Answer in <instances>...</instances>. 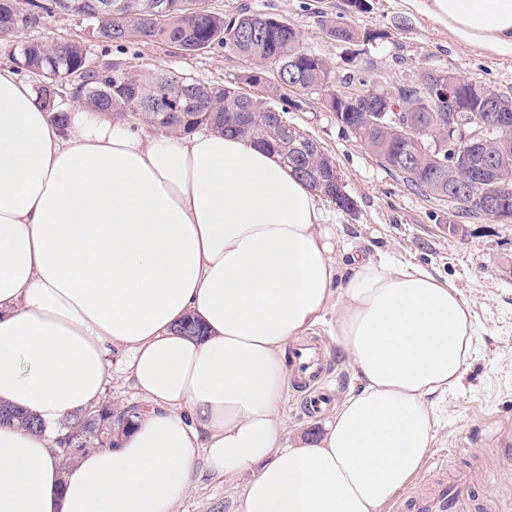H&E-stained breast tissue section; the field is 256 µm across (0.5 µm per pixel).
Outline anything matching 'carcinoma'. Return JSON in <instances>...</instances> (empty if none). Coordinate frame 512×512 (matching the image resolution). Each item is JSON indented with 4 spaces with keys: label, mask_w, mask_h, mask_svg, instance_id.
<instances>
[{
    "label": "carcinoma",
    "mask_w": 512,
    "mask_h": 512,
    "mask_svg": "<svg viewBox=\"0 0 512 512\" xmlns=\"http://www.w3.org/2000/svg\"><path fill=\"white\" fill-rule=\"evenodd\" d=\"M106 0H51L46 5L37 0H0V36L7 37L40 23V13L74 17L91 27L96 38L121 47L130 42L133 32L144 44H167L178 41L188 53L199 46L218 43L250 59L253 67L239 77V82L202 84L183 74L164 69H126L118 59L90 61L86 45L78 40L46 42L27 40L12 44L11 56L17 68L41 78L36 93L51 119L64 125L69 103L83 104L95 112L117 119L133 117L150 122L170 134H186L207 128L235 134L273 148L311 191L318 185L305 176L311 166L322 172V180L330 182V169L319 160L320 146L311 138H292L281 125L277 114L294 106L288 90L324 92L323 101L336 113V121L356 141L373 154L379 164L398 175L409 188L435 197L436 183L448 181V165L462 162V177L469 181L471 193L460 200L448 195L443 201L460 208L488 214L479 198L500 194L512 210V132L507 145L495 151L502 177L483 176L482 147L459 148L453 133L440 125L441 112L437 96L429 88L433 72L425 71L407 81L412 100L407 111L416 125L439 133L445 143L440 160L416 151L410 138L387 136L362 121V113L349 104L336 103L334 84L325 62L307 51L300 43L296 27L281 19L252 12L246 8L232 17H224L209 9L202 13L188 10L186 0H112L116 11L100 10ZM160 3L164 19H158L153 4ZM327 35L339 42L356 41L359 32L344 22L325 23ZM377 34L367 32L361 38L372 40ZM264 85L266 103L256 104L242 92L240 85ZM348 86H359L369 95H387L389 91L369 72L358 70L348 77ZM483 93L470 86L456 90L459 109L472 121H481L493 112L496 103L512 105V99L490 85H481ZM279 105H273V102ZM135 406L114 411L112 404L82 412L64 424V430L75 431L84 450L110 448L114 445L112 426L125 423V417L138 418Z\"/></svg>",
    "instance_id": "obj_1"
}]
</instances>
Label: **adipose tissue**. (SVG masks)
Segmentation results:
<instances>
[{"label":"adipose tissue","instance_id":"ef3b65f1","mask_svg":"<svg viewBox=\"0 0 512 512\" xmlns=\"http://www.w3.org/2000/svg\"><path fill=\"white\" fill-rule=\"evenodd\" d=\"M512 56V0H409ZM316 194L254 141L154 135L76 105L56 125L0 64V512H172L198 462L250 473L241 512H388L434 439L430 398L474 348L467 303L389 257L339 260ZM335 313L361 383L314 441L283 445L289 344ZM194 315L207 334L176 333ZM143 414L69 466L53 439L103 400L107 351Z\"/></svg>","mask_w":512,"mask_h":512}]
</instances>
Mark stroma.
Listing matches in <instances>:
<instances>
[{
	"mask_svg": "<svg viewBox=\"0 0 512 512\" xmlns=\"http://www.w3.org/2000/svg\"><path fill=\"white\" fill-rule=\"evenodd\" d=\"M213 11L233 15L241 6L287 20L296 26L305 48L326 61L335 85L349 72L365 68L382 75L392 87L426 71L453 72L465 80L497 88L512 96V58H502L459 41L435 18L414 11L404 0H366L361 11H348L346 0H209ZM344 20L361 32L376 33L373 41L343 44L329 38L321 19ZM42 41H83L90 58L108 52L135 59L144 69L185 73L203 83L237 81L251 63L230 49L213 45L184 55L160 45L132 43L119 48L99 41L91 29L59 15L43 18L24 33ZM297 108L284 119L315 139L334 159L356 209L348 213L333 203L322 207L338 226L345 249L424 269L455 287L468 304L476 333V351L458 386L437 398V427L432 453L446 455L449 469H473L479 480L477 500H512V466L486 468L502 421L512 419V223L482 214L461 212L447 220L448 203L409 189L385 170L322 103L321 95L290 92ZM457 231H449V224ZM318 340L332 363L323 388L334 403L358 390L350 360L336 343L331 324L316 326ZM305 393L283 391L278 425L283 441L297 443L317 437L331 409L308 414ZM247 475L227 478L198 467L187 497L175 512H239Z\"/></svg>",
	"mask_w": 512,
	"mask_h": 512,
	"instance_id": "stroma-1",
	"label": "stroma"
}]
</instances>
